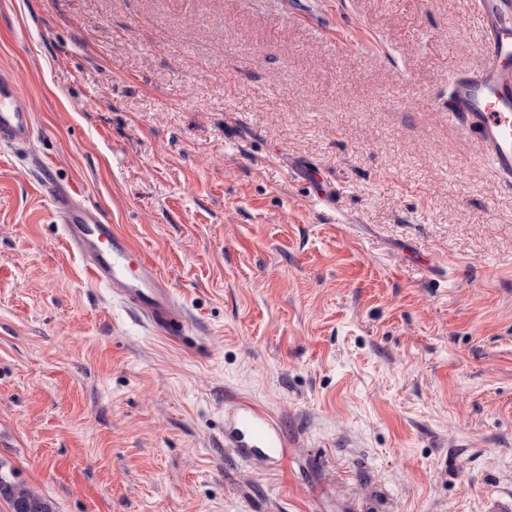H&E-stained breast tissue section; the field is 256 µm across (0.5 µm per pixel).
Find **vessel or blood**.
I'll use <instances>...</instances> for the list:
<instances>
[{
    "instance_id": "vessel-or-blood-1",
    "label": "vessel or blood",
    "mask_w": 512,
    "mask_h": 512,
    "mask_svg": "<svg viewBox=\"0 0 512 512\" xmlns=\"http://www.w3.org/2000/svg\"><path fill=\"white\" fill-rule=\"evenodd\" d=\"M477 13L485 57L469 73L453 78L448 114L459 118L476 139L499 181L512 185V0H477ZM35 132L18 78L0 70V145L26 144ZM44 192L88 281L111 289L153 327L168 334L180 332L183 313L146 251L112 225L102 208L79 202L75 189L49 182ZM228 413L238 456L279 468L288 456V442L273 416L247 400L234 401Z\"/></svg>"
}]
</instances>
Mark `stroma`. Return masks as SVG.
<instances>
[{
	"mask_svg": "<svg viewBox=\"0 0 512 512\" xmlns=\"http://www.w3.org/2000/svg\"><path fill=\"white\" fill-rule=\"evenodd\" d=\"M472 0H0V462L57 512H512V186L448 118ZM144 246L162 335L40 162ZM263 406L284 471L224 410ZM33 113L16 75L0 70V145L28 143L35 135ZM43 190L62 224L68 248L83 262L88 281L110 288L153 327L166 334L180 332L183 313L146 251L112 225L102 208L79 202L74 188L47 182ZM232 417L229 435L238 457L261 460L272 470L288 456V442L278 422L264 408L247 400H236L227 409Z\"/></svg>",
	"mask_w": 512,
	"mask_h": 512,
	"instance_id": "35a3bbf8",
	"label": "stroma"
}]
</instances>
